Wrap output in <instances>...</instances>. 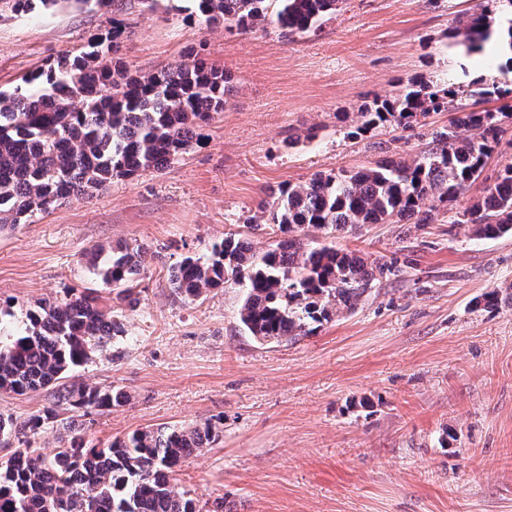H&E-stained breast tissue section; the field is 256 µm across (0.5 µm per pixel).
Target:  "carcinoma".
I'll list each match as a JSON object with an SVG mask.
<instances>
[{
  "label": "carcinoma",
  "mask_w": 512,
  "mask_h": 512,
  "mask_svg": "<svg viewBox=\"0 0 512 512\" xmlns=\"http://www.w3.org/2000/svg\"><path fill=\"white\" fill-rule=\"evenodd\" d=\"M89 0H12L17 13H49ZM187 18L224 24L244 35L271 24L288 37L306 33L336 13L341 0H190ZM501 0H482L455 36L468 51L498 35L512 70V19L494 27ZM121 30L77 53L64 51L54 64L0 90V227L22 224L63 200L89 198L114 178L159 171L197 146L213 112L224 108L231 77L210 66L195 48L175 64L134 76L120 57ZM454 86L436 88L420 77L400 85L390 99L361 111L348 135L360 137L386 124L409 129L431 112H452L448 129L414 158L386 159L374 167L318 173L305 183L270 190L259 204L264 224L283 235L276 247L253 250L243 236H226L205 260L187 257L168 274L172 292L187 303L216 288L241 293L237 318L257 341L295 342L354 309L372 285L392 271L367 264L332 244L311 247L309 233L348 234L366 224H430L441 207L457 223L475 225L477 236L512 234V165L498 172L486 195L456 210L465 189L482 175L503 134L498 113L463 111ZM476 131L461 138L458 130ZM141 246L88 255L97 278L134 302ZM512 300V286L484 294V306ZM121 323L88 290L62 301L45 300L27 310L25 327L0 328V391L26 395L54 387L55 402L22 422L0 414V436L18 446L0 457V512H237L220 498L204 511L190 492L175 487V474L195 452L212 446L223 419L193 426L136 429L101 446L88 439L76 413L106 411L126 402L108 387L59 382L112 339ZM48 429L62 433L47 455L37 446Z\"/></svg>",
  "instance_id": "obj_1"
}]
</instances>
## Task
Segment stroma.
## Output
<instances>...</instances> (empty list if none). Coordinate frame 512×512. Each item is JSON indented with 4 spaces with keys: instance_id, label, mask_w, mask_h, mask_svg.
<instances>
[{
    "instance_id": "stroma-1",
    "label": "stroma",
    "mask_w": 512,
    "mask_h": 512,
    "mask_svg": "<svg viewBox=\"0 0 512 512\" xmlns=\"http://www.w3.org/2000/svg\"><path fill=\"white\" fill-rule=\"evenodd\" d=\"M115 2L105 12L90 2L17 14L0 0V89L106 35L113 17L125 25L131 73L200 45L234 89L206 142L163 171L113 180L0 229V322L22 327L38 301L95 288L123 325L122 338L68 378L130 397L92 413L89 439L223 417L221 439L188 458L175 484L202 503L227 498L238 512H512V303L476 306L512 285V237L477 238L443 209L421 227L315 233L397 273L354 310L280 345L242 331L238 289L186 303L166 281L170 267L206 258L230 233L271 248L276 234L245 224L268 188L420 155L448 113L348 136L364 105L420 76L460 86L465 108L499 113L502 140L458 205L482 198L487 177L512 165V99L478 102L470 92L478 81L511 87L512 71L496 42L470 54L450 36L480 0H341L332 18L288 38L186 21L185 0ZM311 128L317 138L304 141ZM95 245L147 247L137 302L117 303L96 279L85 258Z\"/></svg>"
}]
</instances>
